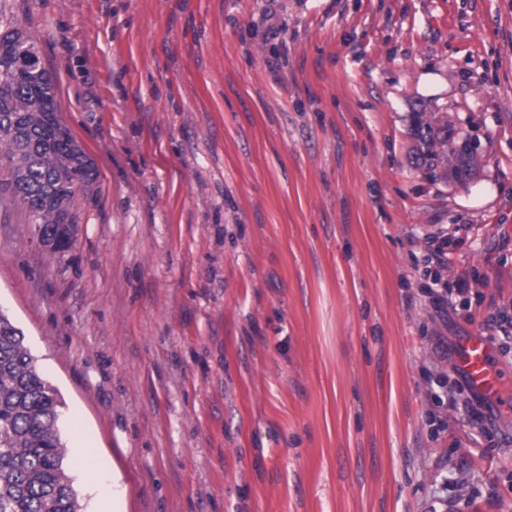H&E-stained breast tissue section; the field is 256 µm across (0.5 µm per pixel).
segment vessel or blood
Instances as JSON below:
<instances>
[{"label":"vessel or blood","mask_w":512,"mask_h":512,"mask_svg":"<svg viewBox=\"0 0 512 512\" xmlns=\"http://www.w3.org/2000/svg\"><path fill=\"white\" fill-rule=\"evenodd\" d=\"M492 345L477 334L461 337L456 345L454 364L466 379L470 394L494 400L500 397L503 380L491 366Z\"/></svg>","instance_id":"b4317fda"}]
</instances>
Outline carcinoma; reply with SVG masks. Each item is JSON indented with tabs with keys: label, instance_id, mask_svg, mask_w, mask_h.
Returning a JSON list of instances; mask_svg holds the SVG:
<instances>
[{
	"label": "carcinoma",
	"instance_id": "carcinoma-1",
	"mask_svg": "<svg viewBox=\"0 0 512 512\" xmlns=\"http://www.w3.org/2000/svg\"><path fill=\"white\" fill-rule=\"evenodd\" d=\"M17 42L0 33V159L6 160L10 193L44 236H69L77 223L76 189L97 173L56 117L53 78L13 71ZM439 112L413 113L419 167L432 179L464 182L474 167L469 138ZM57 391L37 370L23 332L0 312V512H80L78 494L64 464L58 429Z\"/></svg>",
	"mask_w": 512,
	"mask_h": 512
}]
</instances>
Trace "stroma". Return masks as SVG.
Instances as JSON below:
<instances>
[{
	"label": "stroma",
	"instance_id": "stroma-1",
	"mask_svg": "<svg viewBox=\"0 0 512 512\" xmlns=\"http://www.w3.org/2000/svg\"><path fill=\"white\" fill-rule=\"evenodd\" d=\"M10 28L97 172L64 253L0 202L83 512H512V409L478 424L454 367L512 318V0H0ZM420 111L471 180L416 167Z\"/></svg>",
	"mask_w": 512,
	"mask_h": 512
}]
</instances>
